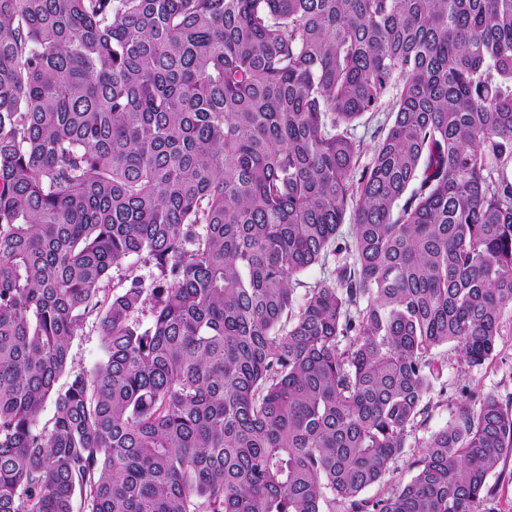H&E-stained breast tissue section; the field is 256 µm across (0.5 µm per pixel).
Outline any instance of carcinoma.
I'll use <instances>...</instances> for the list:
<instances>
[{
    "label": "carcinoma",
    "mask_w": 512,
    "mask_h": 512,
    "mask_svg": "<svg viewBox=\"0 0 512 512\" xmlns=\"http://www.w3.org/2000/svg\"><path fill=\"white\" fill-rule=\"evenodd\" d=\"M510 167L512 0H0V512H487L512 395L362 494L495 357ZM387 116L386 111L366 113L356 125L353 131L354 138L360 144L361 163L367 164L370 162L374 146L377 144V137H374L375 131L380 124H382ZM346 254L342 253L340 255H336V259L334 256L329 257L328 264L326 266L321 265H314L311 268H309L307 271H305L301 276L300 280L302 281L304 286L298 287L296 291V297H297V305H300L304 303L306 300V294L309 290V287L315 286L317 283H320L321 281L325 280L329 273L334 267H336L339 263H342L344 261L343 258H345ZM343 259V260H342ZM132 275L130 276V274ZM156 270L143 262L139 261L135 256L124 259L120 265L114 266L111 271V278L108 284L110 291H121L126 288L129 282L126 280L128 276H139L149 286L155 277ZM496 353L492 361L468 367L460 363L457 352L450 345L434 351L436 358L443 364V375L426 398L430 408L425 425L408 437L410 448H406V455L390 464L383 484L366 490L363 497L377 498L410 479L413 472L409 464L419 455L422 441L453 420L462 386L480 394L494 393L504 397L512 393V312L506 313L503 318L502 336L498 340ZM442 383L447 385V389L439 394ZM70 354L74 370L90 369L103 360L102 336L99 325L93 318L71 340Z\"/></svg>",
    "instance_id": "1"
}]
</instances>
